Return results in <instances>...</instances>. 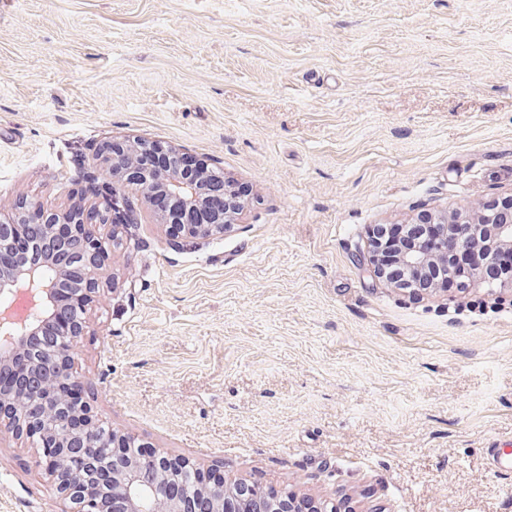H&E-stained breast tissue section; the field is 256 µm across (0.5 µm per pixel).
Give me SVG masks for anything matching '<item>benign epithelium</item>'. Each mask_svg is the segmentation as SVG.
<instances>
[{"label":"benign epithelium","mask_w":512,"mask_h":512,"mask_svg":"<svg viewBox=\"0 0 512 512\" xmlns=\"http://www.w3.org/2000/svg\"><path fill=\"white\" fill-rule=\"evenodd\" d=\"M111 147V151L100 155L99 173L90 187L101 199V208L91 215V219H104L114 230L134 223L133 211L117 212L110 206V196L123 185L134 186L148 202L157 194L166 197L171 210L157 212V221L174 226L171 236L180 240L224 233L244 207L243 200L231 194L224 177L215 175L205 166L192 178L181 172L175 157L160 170L140 163V154H153L158 147L156 143L125 140L114 141ZM422 217L440 224V229L422 247H401L399 261L406 267L425 272L446 264L450 239L463 247L482 238L490 250H512L511 209H487L473 224L450 225L446 215L424 213ZM61 218L62 213L44 208L31 210L24 224L13 215L0 217V251L13 247L25 233H33L29 255L8 269L0 267V299H20L37 309L29 322L19 320L13 312L0 313V367L7 365L8 358L21 364L19 384L8 394L0 391V421L10 419L14 431L30 441L42 437L37 420L26 416L30 407L46 409L68 420L79 417L87 427L99 423L89 401H82L72 412L64 406L57 389L44 387L25 373L26 368L33 367L54 378L74 363L71 350L65 344L50 349L33 346L31 342L41 333L43 324L63 306L60 288L69 272L72 255L77 252L82 258L86 274L84 294L89 303L99 290L96 275L108 265L112 252L110 240L92 230V224L83 217L72 225L69 236H58L55 226ZM113 439L112 465L99 467L96 478L99 483L113 488L112 512H143L141 488L158 456L151 454L143 460L122 461V449L135 447V439L125 434H116ZM80 447L76 434L67 432L53 447L45 449L42 463L58 478L60 493L70 503L69 512H102V508L93 506V500L86 495L82 474L57 469L56 454L64 455ZM161 496L166 503L161 512H267V499L254 494L253 486L246 482L226 489L220 479L211 487L188 490L178 482L170 481Z\"/></svg>","instance_id":"benign-epithelium-1"}]
</instances>
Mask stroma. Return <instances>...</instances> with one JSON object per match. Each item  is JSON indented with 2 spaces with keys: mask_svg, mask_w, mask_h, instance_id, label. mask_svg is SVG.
Masks as SVG:
<instances>
[{
  "mask_svg": "<svg viewBox=\"0 0 512 512\" xmlns=\"http://www.w3.org/2000/svg\"><path fill=\"white\" fill-rule=\"evenodd\" d=\"M249 187L173 244L137 191L75 341L99 418L150 451L354 512H512V306L411 293L378 224L512 195V0H0V209L66 211L115 139ZM0 425V512H65Z\"/></svg>",
  "mask_w": 512,
  "mask_h": 512,
  "instance_id": "1",
  "label": "stroma"
}]
</instances>
